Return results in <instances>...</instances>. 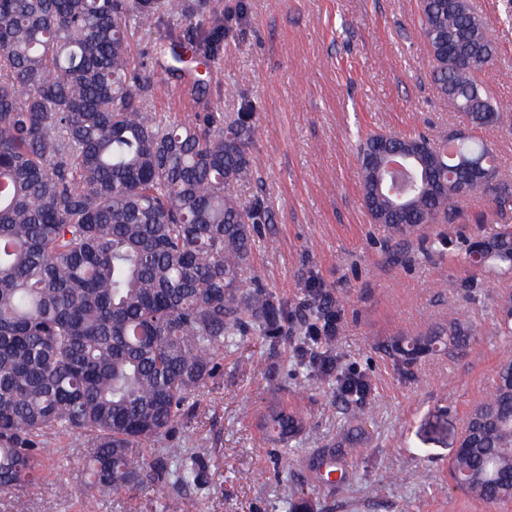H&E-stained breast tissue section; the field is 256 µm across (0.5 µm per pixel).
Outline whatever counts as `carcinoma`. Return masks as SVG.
<instances>
[{"instance_id":"cac0c4a2","label":"carcinoma","mask_w":512,"mask_h":512,"mask_svg":"<svg viewBox=\"0 0 512 512\" xmlns=\"http://www.w3.org/2000/svg\"><path fill=\"white\" fill-rule=\"evenodd\" d=\"M472 4L448 11L420 5L419 30L434 52L452 43L462 63L433 67L438 91L475 127L495 110L483 85L494 48ZM227 26L211 0H0V489L39 480L63 435L90 450L92 484L136 491L156 483L200 490L202 448H157L187 423L200 389L224 353L248 334L275 347L292 327L288 307L250 280L264 199L244 206L235 188L254 177L249 106L178 120L151 109L152 88L131 54L134 37L158 33L170 70L193 49L220 54ZM416 133L367 138L363 183L385 153ZM426 176L403 179L409 209L374 200L378 223L407 241L458 215L451 184L496 203L512 193L481 139L429 143ZM483 160L495 181L488 194L460 159ZM484 262L512 270V226L492 237ZM316 328L311 343L336 341V318L319 291L307 294ZM494 330L512 335V292L499 294L496 322L451 312L448 323L392 345L401 362L464 349ZM370 406L350 415L327 465L365 439ZM470 450L450 471L478 502L512 501V356L499 362L489 390L466 413ZM306 425L298 412L269 413L267 432L285 441Z\"/></svg>"}]
</instances>
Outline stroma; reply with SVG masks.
Here are the masks:
<instances>
[{
  "label": "stroma",
  "mask_w": 512,
  "mask_h": 512,
  "mask_svg": "<svg viewBox=\"0 0 512 512\" xmlns=\"http://www.w3.org/2000/svg\"><path fill=\"white\" fill-rule=\"evenodd\" d=\"M213 3L229 31L221 55L207 62V101L227 115L241 100L251 102L255 178L236 194L245 205L263 197L271 214L259 227L251 274L296 318L309 314L308 290L330 297L341 322L333 345L339 367L373 382L369 440L345 455L334 484H326L314 463L356 402L331 381L305 377L296 339L273 350L251 334L225 353L221 375L201 390L187 425L162 442L205 449L203 490L93 491L87 449L57 437L45 479L0 492V512H512L511 505L469 499L448 476L465 414L490 387L501 357L512 354V336L489 334L462 353L409 363L390 353L393 340L446 322L449 309L493 318L512 273L473 266L466 251L512 225V201L501 208L483 197L466 200L459 218L431 226L425 243L406 248L373 223L358 160V138L370 132L418 131L438 140L472 131L512 175V0H472L496 47L486 90L503 117L477 131L434 84L419 0ZM155 42L139 36L133 53L153 86L156 111L193 115L197 105L157 57ZM228 84L240 98L225 97ZM283 404L302 412L307 428L280 455L263 421ZM285 478L301 485L299 496L281 494ZM61 483L69 496L59 494Z\"/></svg>",
  "instance_id": "obj_1"
}]
</instances>
